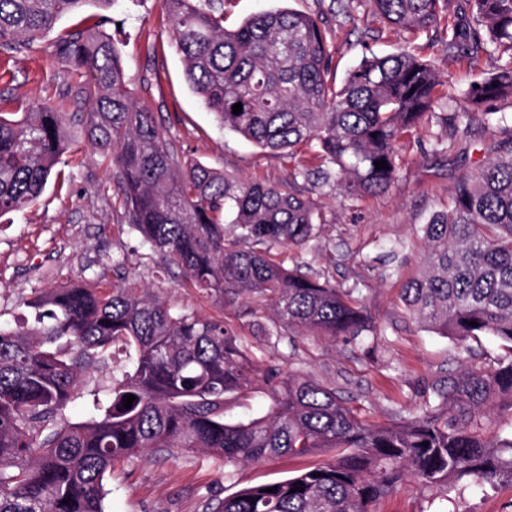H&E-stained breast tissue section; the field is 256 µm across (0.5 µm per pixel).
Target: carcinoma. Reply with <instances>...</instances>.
I'll return each mask as SVG.
<instances>
[{"label": "carcinoma", "mask_w": 512, "mask_h": 512, "mask_svg": "<svg viewBox=\"0 0 512 512\" xmlns=\"http://www.w3.org/2000/svg\"><path fill=\"white\" fill-rule=\"evenodd\" d=\"M114 2L0 0V47L34 42L63 16L98 9L83 30L55 42L54 54L88 78L79 135L108 161L126 224L198 292L268 308L272 325L257 324L256 335L270 340L286 329L375 351L382 330L359 283L343 287L272 259L278 248L300 256L317 238L313 200L180 160L153 113L138 106L103 29ZM351 5L329 0L317 15L279 8L227 29L223 0H161L185 80L224 128L264 151L288 152L293 184L361 200L397 179L405 137L426 118L441 119L434 109L447 78L434 61L400 50L365 55L341 85L330 81L327 16H346ZM369 5L399 37L451 17L449 58L475 66L483 55L496 57L463 90L471 111L448 126L447 149L467 140L474 121L512 106V0ZM70 140L59 105L0 112V216L37 200L50 177L62 178ZM379 160L387 168H376ZM421 233L418 274L398 295L411 318L469 352L485 338L512 345V139L460 177L448 208ZM400 252L386 247L388 279L400 276ZM30 306L31 325L0 328V512H105L114 461L171 449L226 465L337 451L296 476L227 496L212 512H373L408 478L430 489L460 481L512 486V437L489 436L477 423L494 404L512 408V359L446 369L423 385L417 410L378 425L333 386L296 374L272 382L224 322L173 307L133 280L53 287ZM116 349L124 364L109 393H91L89 419L69 421L84 376ZM261 387L265 415L228 419L230 406Z\"/></svg>", "instance_id": "obj_1"}]
</instances>
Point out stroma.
Returning a JSON list of instances; mask_svg holds the SVG:
<instances>
[{"label": "stroma", "instance_id": "stroma-1", "mask_svg": "<svg viewBox=\"0 0 512 512\" xmlns=\"http://www.w3.org/2000/svg\"><path fill=\"white\" fill-rule=\"evenodd\" d=\"M109 17L106 29L122 53L126 80L139 106L153 112L178 155L239 178L288 186L293 159L260 151L220 127L192 92L171 44V19L159 0H118ZM83 25V16H66L41 40L0 50V112H22L40 101L62 104L70 114L85 111V77L63 66L53 48L58 37ZM332 30V73L337 79H344L365 53L386 55L407 46L434 60L445 73L448 96L438 110L448 115L463 111L461 91L495 65L487 56L472 68L446 60L440 28L399 39L369 12L364 0H354L350 17H338ZM441 130L429 119L424 131L407 139L400 174L385 193L352 201L333 189L300 188L302 194L312 195L321 223L318 248L306 255L308 272L336 284L361 277L366 309L384 331L375 353H364L350 340L253 337V325L265 322L264 313L188 287L181 267L163 263L159 254L142 245L125 222L111 171L100 153L79 139L62 157L64 182L48 183L33 204L0 217V323L32 321L29 303L48 288L84 281L109 285L125 275L172 305L223 321L237 336L250 339L252 353L264 367L335 383L368 420H393L396 411L422 403L417 382L435 379L441 370L463 362L491 368L507 353L492 341L471 355L417 324L397 298L400 279L382 278L371 263L384 244L401 242L408 258L401 274L412 275L424 253L418 236L421 224L447 207L467 170L512 138L500 125L476 124L466 149L436 153L430 135ZM325 459L322 453L306 458L283 455L231 466L198 452L175 451L121 460L106 479L105 512H205L208 504L224 496L286 479ZM375 512H512V487L477 490L456 484L428 490L408 481L379 500Z\"/></svg>", "mask_w": 512, "mask_h": 512}]
</instances>
